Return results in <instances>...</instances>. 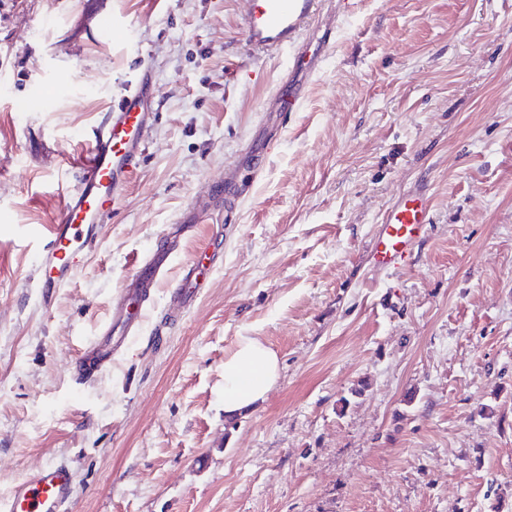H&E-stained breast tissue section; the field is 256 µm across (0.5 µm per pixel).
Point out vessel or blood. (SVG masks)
<instances>
[{"mask_svg": "<svg viewBox=\"0 0 512 512\" xmlns=\"http://www.w3.org/2000/svg\"><path fill=\"white\" fill-rule=\"evenodd\" d=\"M247 20L245 41L252 51L287 55L290 66L283 90L271 98L272 111L288 115L305 100L303 85L314 76L333 39L324 30L316 41L304 30L320 9L321 0H240ZM152 87L149 65L127 85L117 105L95 127L81 163L77 188L70 193L61 217L48 231L35 270L43 289L60 288L74 274L76 255L93 247L107 218L125 196L131 177L146 149L144 129L154 114L147 105ZM428 222V200L423 194L403 195L378 228L373 246L376 265L388 271L403 267ZM196 224L186 218L175 225L167 249L142 261L138 271L120 290L112 314L89 345L76 356L80 376L89 377L111 364L118 348L144 319V303L166 275L169 262ZM198 265L186 266L174 286L169 309L179 314L193 302ZM73 493V473L68 464L52 463L34 471L0 499V512H67Z\"/></svg>", "mask_w": 512, "mask_h": 512, "instance_id": "b4317fda", "label": "vessel or blood"}]
</instances>
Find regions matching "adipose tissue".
Segmentation results:
<instances>
[{
  "instance_id": "obj_1",
  "label": "adipose tissue",
  "mask_w": 512,
  "mask_h": 512,
  "mask_svg": "<svg viewBox=\"0 0 512 512\" xmlns=\"http://www.w3.org/2000/svg\"><path fill=\"white\" fill-rule=\"evenodd\" d=\"M280 375L277 353L261 338L239 337L224 359V419L233 421L263 402Z\"/></svg>"
}]
</instances>
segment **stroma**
I'll return each instance as SVG.
<instances>
[{
    "instance_id": "1",
    "label": "stroma",
    "mask_w": 512,
    "mask_h": 512,
    "mask_svg": "<svg viewBox=\"0 0 512 512\" xmlns=\"http://www.w3.org/2000/svg\"><path fill=\"white\" fill-rule=\"evenodd\" d=\"M330 20L301 110L259 147L287 64L246 53L238 0H0V498L62 461L72 512H512V0H329L311 34ZM145 63L147 149L43 306L37 233ZM229 177L247 187L233 209L197 206ZM415 190L426 235L379 270L376 229ZM192 208L140 331L77 379L123 282ZM206 248L197 301L170 315ZM245 334L280 377L228 423L224 358Z\"/></svg>"
}]
</instances>
